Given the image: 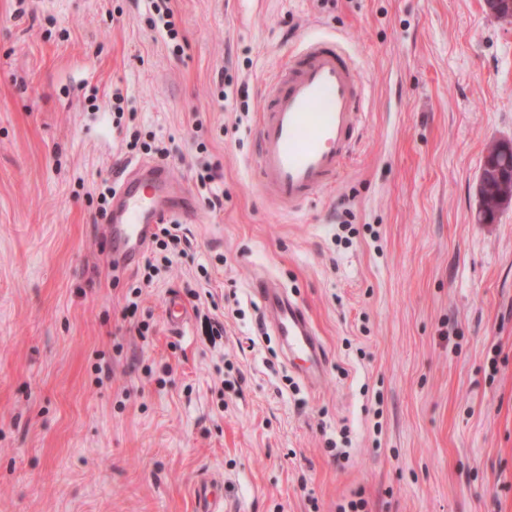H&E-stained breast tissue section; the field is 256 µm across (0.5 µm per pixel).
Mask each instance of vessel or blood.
<instances>
[{"mask_svg":"<svg viewBox=\"0 0 512 512\" xmlns=\"http://www.w3.org/2000/svg\"><path fill=\"white\" fill-rule=\"evenodd\" d=\"M364 92L357 67L339 41L306 40L263 91L264 107L254 127L259 189L281 208L297 211L330 186L363 125ZM118 197L107 234L116 260L129 265L144 253L157 224L175 214L168 170L156 163L128 164L118 181ZM254 292L289 366L309 385L320 384L325 354L305 307L273 280L256 281ZM166 321L177 333L189 324L177 295L167 300ZM196 502L197 512H224L223 499L209 485L197 490Z\"/></svg>","mask_w":512,"mask_h":512,"instance_id":"vessel-or-blood-1","label":"vessel or blood"}]
</instances>
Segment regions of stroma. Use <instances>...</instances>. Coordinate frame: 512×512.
Here are the masks:
<instances>
[{
    "label": "stroma",
    "mask_w": 512,
    "mask_h": 512,
    "mask_svg": "<svg viewBox=\"0 0 512 512\" xmlns=\"http://www.w3.org/2000/svg\"><path fill=\"white\" fill-rule=\"evenodd\" d=\"M171 6L178 54L143 0H0V512H195L213 474L224 512H512V207L481 223L476 190L489 143L512 141V27L483 0ZM318 35L353 56L364 124L335 184L290 213L259 190L253 128ZM226 70L248 111L219 101ZM116 93L193 212L191 249L132 317L156 255L113 270L97 211L135 159ZM259 274L319 329L320 388L262 327ZM172 292L222 340L172 333ZM223 180V174L218 164L204 163L197 172V181L206 193V202L212 211L224 209V190L219 191L212 186L214 183Z\"/></svg>",
    "instance_id": "obj_1"
}]
</instances>
